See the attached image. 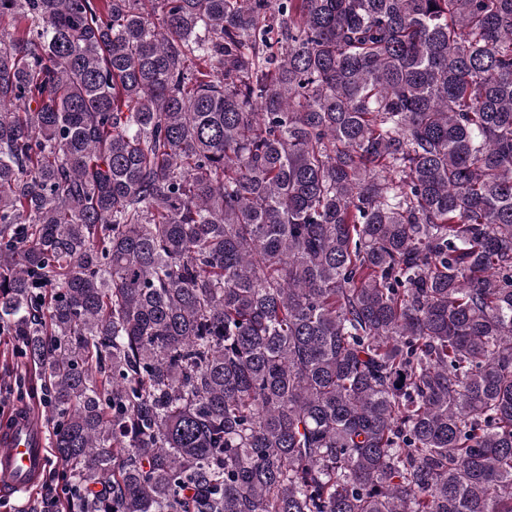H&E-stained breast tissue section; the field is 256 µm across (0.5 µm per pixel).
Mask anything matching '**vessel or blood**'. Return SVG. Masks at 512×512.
<instances>
[{"label": "vessel or blood", "mask_w": 512, "mask_h": 512, "mask_svg": "<svg viewBox=\"0 0 512 512\" xmlns=\"http://www.w3.org/2000/svg\"><path fill=\"white\" fill-rule=\"evenodd\" d=\"M48 468L44 425L25 410H12L0 427V495L35 489Z\"/></svg>", "instance_id": "vessel-or-blood-1"}]
</instances>
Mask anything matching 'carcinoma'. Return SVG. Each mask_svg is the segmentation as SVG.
Here are the masks:
<instances>
[{
  "instance_id": "obj_1",
  "label": "carcinoma",
  "mask_w": 512,
  "mask_h": 512,
  "mask_svg": "<svg viewBox=\"0 0 512 512\" xmlns=\"http://www.w3.org/2000/svg\"><path fill=\"white\" fill-rule=\"evenodd\" d=\"M59 512H512V0H0V332Z\"/></svg>"
}]
</instances>
